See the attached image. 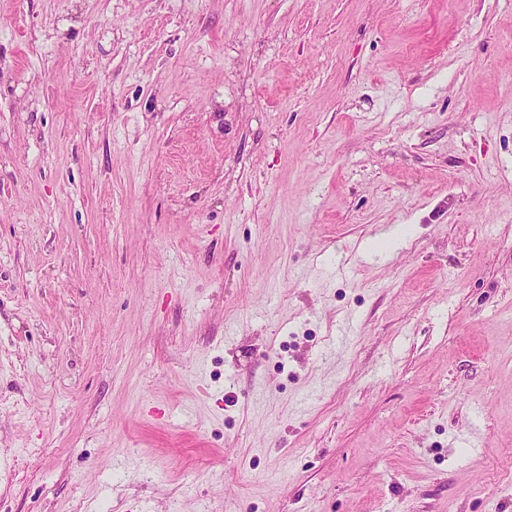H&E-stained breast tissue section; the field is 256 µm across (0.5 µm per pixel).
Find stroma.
<instances>
[{
  "instance_id": "1",
  "label": "stroma",
  "mask_w": 512,
  "mask_h": 512,
  "mask_svg": "<svg viewBox=\"0 0 512 512\" xmlns=\"http://www.w3.org/2000/svg\"><path fill=\"white\" fill-rule=\"evenodd\" d=\"M0 512H512V0H0Z\"/></svg>"
}]
</instances>
